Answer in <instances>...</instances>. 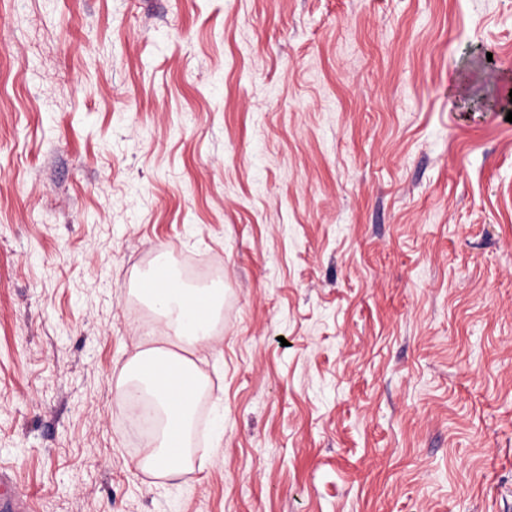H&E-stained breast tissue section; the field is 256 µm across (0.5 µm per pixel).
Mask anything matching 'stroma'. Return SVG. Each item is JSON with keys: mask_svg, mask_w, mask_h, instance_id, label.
Instances as JSON below:
<instances>
[{"mask_svg": "<svg viewBox=\"0 0 512 512\" xmlns=\"http://www.w3.org/2000/svg\"><path fill=\"white\" fill-rule=\"evenodd\" d=\"M507 78L512 0H0V465L38 512H512ZM175 249L221 273L218 388L150 480L114 390Z\"/></svg>", "mask_w": 512, "mask_h": 512, "instance_id": "1", "label": "stroma"}]
</instances>
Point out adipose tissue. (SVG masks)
<instances>
[{
	"mask_svg": "<svg viewBox=\"0 0 512 512\" xmlns=\"http://www.w3.org/2000/svg\"><path fill=\"white\" fill-rule=\"evenodd\" d=\"M145 301L159 316L155 333L194 345L208 340L224 293L214 288H183L167 280L154 284ZM142 362L138 356L125 365L126 378L118 384L117 393L124 400L144 395L154 405L157 428L140 468L176 476L191 465L190 432L204 378L191 359L168 352L162 358L163 376L144 373Z\"/></svg>",
	"mask_w": 512,
	"mask_h": 512,
	"instance_id": "adipose-tissue-1",
	"label": "adipose tissue"
}]
</instances>
